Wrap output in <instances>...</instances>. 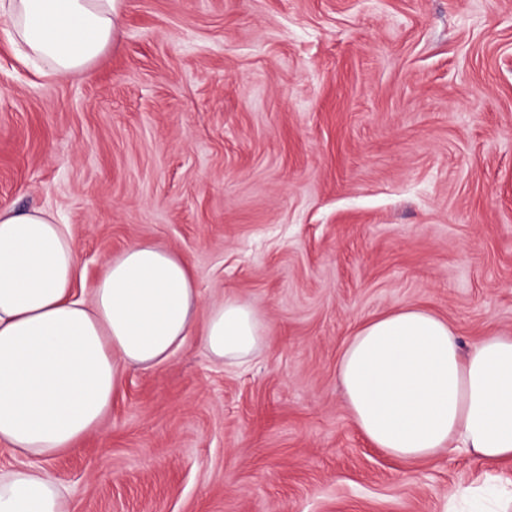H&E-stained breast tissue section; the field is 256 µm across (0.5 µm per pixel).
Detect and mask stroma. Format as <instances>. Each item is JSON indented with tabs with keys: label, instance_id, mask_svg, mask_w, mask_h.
I'll list each match as a JSON object with an SVG mask.
<instances>
[{
	"label": "stroma",
	"instance_id": "stroma-1",
	"mask_svg": "<svg viewBox=\"0 0 512 512\" xmlns=\"http://www.w3.org/2000/svg\"><path fill=\"white\" fill-rule=\"evenodd\" d=\"M70 227L92 288L148 237L203 305L269 335L244 364L197 337L132 369L102 426L42 462L67 512H446L512 485L356 427L337 365L370 318L423 307L462 347L512 334V0H124L83 72L0 30V209Z\"/></svg>",
	"mask_w": 512,
	"mask_h": 512
}]
</instances>
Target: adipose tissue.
I'll list each match as a JSON object with an SVG mask.
<instances>
[{
  "label": "adipose tissue",
  "mask_w": 512,
  "mask_h": 512,
  "mask_svg": "<svg viewBox=\"0 0 512 512\" xmlns=\"http://www.w3.org/2000/svg\"><path fill=\"white\" fill-rule=\"evenodd\" d=\"M122 0H0V26L57 73L83 71L109 45ZM80 260L49 210H0V444L48 461L99 429L130 369H151L199 335L243 363L268 327L244 301L203 308L182 255L150 238L107 260L89 299ZM338 378L363 436L404 461L450 448L488 465L512 459V335L462 348L448 321L418 307L360 325ZM0 512H66L44 470L0 474Z\"/></svg>",
  "instance_id": "ef3b65f1"
}]
</instances>
